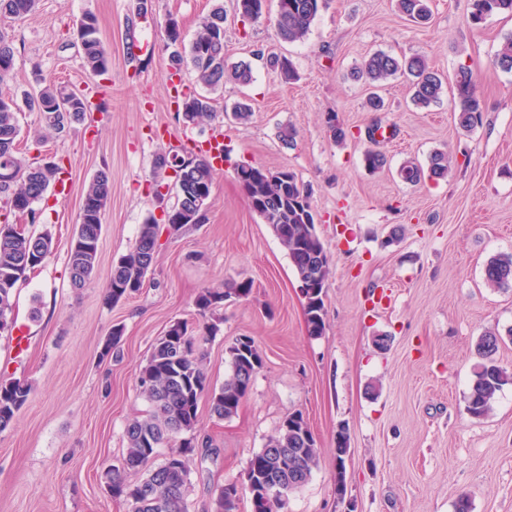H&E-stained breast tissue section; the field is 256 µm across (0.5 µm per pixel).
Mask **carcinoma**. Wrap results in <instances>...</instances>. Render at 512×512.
<instances>
[{
    "label": "carcinoma",
    "mask_w": 512,
    "mask_h": 512,
    "mask_svg": "<svg viewBox=\"0 0 512 512\" xmlns=\"http://www.w3.org/2000/svg\"><path fill=\"white\" fill-rule=\"evenodd\" d=\"M37 0H0V16L19 18L35 9ZM327 5V0H277L275 30L284 43L300 42L308 35L311 25ZM398 11L413 22H424L431 16L429 0H396ZM240 17L257 21L268 8V0H235ZM496 14L512 16V0H471L470 19L477 24ZM166 45L174 47L170 68L176 72L191 66L205 92L181 94L177 115L186 125H201L215 116L212 94L224 88L232 79L242 85L252 81L251 64L241 62L226 66L227 45L224 40V9L217 7L201 18L198 30L189 45L182 49V34L178 21L169 16L164 21ZM101 21L88 13L77 27L83 64L92 73L103 74L109 56L100 37ZM14 47L0 33V84L6 82L14 68ZM286 80L295 77L291 60L285 55L267 59ZM493 64L512 72V38H508L494 56ZM397 76L408 78L412 86V103L427 108L438 102L444 89L443 77L432 70L421 56L399 58L378 51L367 56L354 68L353 77L379 88ZM42 87L25 99V105L40 112L42 121L56 134H63L74 123L81 122L92 110L86 95L74 97V91L59 85L52 78L41 80ZM457 122L465 130L481 123L483 104L476 94L471 69L459 66L451 79ZM20 107L12 98L0 95V334L10 329L9 314L16 285L27 279L28 272L41 266L52 254L53 240L49 233L25 235L15 229L10 217L18 211L36 219L34 205L40 202L50 187L59 181L62 166L29 162L19 155L17 140L22 129ZM180 169L176 181L174 206L164 213V221L179 230L205 220L206 203L211 197L216 170L195 152ZM387 163L385 153L369 148L364 153L365 167L371 171ZM453 158L445 152L430 156L428 165L408 163L399 170L401 179L416 184L424 179L445 178ZM238 183L243 185L251 209L288 251L302 296L305 300L306 321L310 334L320 336L325 330L323 293L330 277V266L323 262L324 246L317 235L310 196L297 175L288 170L271 171L250 163L236 165ZM110 178L99 171L89 182L83 196L80 220L75 225L69 252L70 282L82 288L91 279L98 259L102 216L110 194ZM159 224L148 217L141 225L133 250L123 255L107 279L105 300L115 304L142 288L152 267L158 245ZM484 282L491 289L512 286V253L491 257L484 266ZM252 283L248 280L225 284V288H205L197 297L200 315L214 312L232 296L247 297ZM186 336L189 350L180 348V336ZM502 342L494 330L485 331L476 343L480 362L476 365L467 398V412L481 418L489 414L496 394L512 383V372L495 360ZM231 371L224 384L216 389L204 370L202 357L196 352L195 339L188 325L177 322L174 334H164L155 344L150 358L139 369L137 384L147 397L151 412L135 417L125 427L126 451L120 464L106 468L102 480L108 493L124 498L131 512H188L186 489L189 483V456L198 448L208 447V440L198 439L197 417L200 398L210 395L212 415L223 420L237 413L263 361L253 338L229 348ZM32 393L29 381L15 379L0 382V432L10 428L19 411ZM169 448L179 453L178 467L171 456L154 463L158 449ZM317 442L305 428L301 413L289 415L264 448L252 455L245 472L244 493L256 494L254 512H288L289 495L304 486L319 459ZM143 472L137 482L126 480L125 473Z\"/></svg>",
    "instance_id": "carcinoma-1"
}]
</instances>
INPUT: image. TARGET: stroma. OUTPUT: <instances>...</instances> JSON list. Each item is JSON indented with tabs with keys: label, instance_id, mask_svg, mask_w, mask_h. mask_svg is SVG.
<instances>
[{
	"label": "stroma",
	"instance_id": "1",
	"mask_svg": "<svg viewBox=\"0 0 512 512\" xmlns=\"http://www.w3.org/2000/svg\"><path fill=\"white\" fill-rule=\"evenodd\" d=\"M219 4L227 61L249 62L253 80L226 83L215 119L186 127L174 95L198 85L188 68L173 84L161 23L176 18L189 41ZM430 5V21L417 25L395 0H329L307 39L294 44L277 38L273 14L242 23L234 0H151L131 36L126 20L136 0H38L25 18L0 23L15 49L0 93L19 98L52 76L98 104L62 137L38 113L19 114L23 155H53L66 190L48 191L40 219L25 226L50 231L53 253L17 288L12 327L0 334V381L33 385L12 427L0 432V512H130L106 491L101 473L125 452L126 422L150 408L138 371L170 325L200 323L202 289L243 279L251 280V294L217 309V331L201 337L200 350L215 386L231 370L227 349L238 337L254 339L263 365L232 418L217 420L208 397L200 398L198 430L211 445L190 461L189 512H215L216 488L243 481L249 458L297 411L321 454L288 512H454L464 494L472 512H512V384L488 416L466 410L484 331L503 333L496 359L512 371V287L492 291L483 283L487 260L512 253V73L493 64L512 19L471 23L470 0ZM88 12L102 22L110 57L101 75L86 70L80 54L76 23ZM258 50L287 55L296 80L255 59ZM377 51L423 56L447 78L469 66L484 101L481 124L459 127L448 89L437 104L415 107L402 78L382 89L384 111H371L366 86L348 74ZM242 99L253 107L245 124L231 116ZM331 112L353 132L340 145L325 131ZM377 120L387 130L380 143L387 164L372 172L363 154ZM288 127L296 132L289 146L280 138ZM217 133L225 158L204 223L162 233L140 292L106 303L113 265L145 219L162 217L175 201L152 192L155 182L173 180L155 170L156 156L194 149ZM437 151L456 161L447 179L402 181V165L427 164ZM242 161L290 170L309 190L331 262L324 335L310 336L288 253L235 178ZM102 170L111 195L98 264L77 291L68 251L84 189ZM116 324L124 328L121 347L107 356ZM384 334L390 341L382 350L375 340ZM18 336L25 349L15 348ZM342 427L349 451L340 460L333 448Z\"/></svg>",
	"mask_w": 512,
	"mask_h": 512
}]
</instances>
